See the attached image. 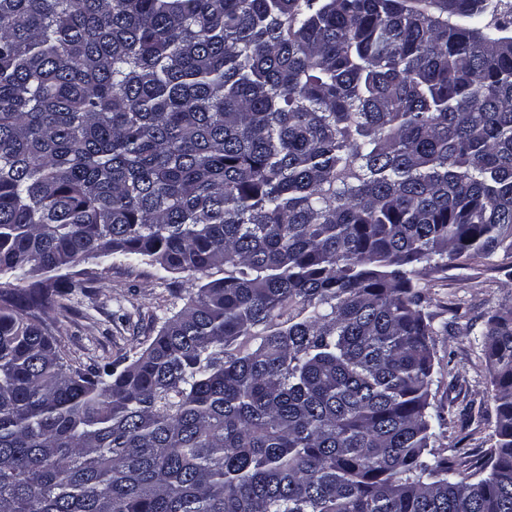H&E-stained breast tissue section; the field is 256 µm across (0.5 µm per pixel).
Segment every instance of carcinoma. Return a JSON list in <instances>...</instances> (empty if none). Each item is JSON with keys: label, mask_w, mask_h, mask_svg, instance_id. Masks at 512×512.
Here are the masks:
<instances>
[{"label": "carcinoma", "mask_w": 512, "mask_h": 512, "mask_svg": "<svg viewBox=\"0 0 512 512\" xmlns=\"http://www.w3.org/2000/svg\"><path fill=\"white\" fill-rule=\"evenodd\" d=\"M184 273L124 366L64 270ZM512 259L495 0H0V512H512V302L482 470L435 446L422 282ZM207 278L195 284L197 275Z\"/></svg>", "instance_id": "1"}]
</instances>
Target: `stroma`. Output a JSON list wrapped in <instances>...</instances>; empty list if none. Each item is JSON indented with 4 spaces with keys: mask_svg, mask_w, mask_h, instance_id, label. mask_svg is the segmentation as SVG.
<instances>
[{
    "mask_svg": "<svg viewBox=\"0 0 512 512\" xmlns=\"http://www.w3.org/2000/svg\"><path fill=\"white\" fill-rule=\"evenodd\" d=\"M85 268L100 272L93 287L73 289L70 312L49 316L82 367L123 361L183 305L174 295L187 285L183 275L163 276L149 263L130 265L118 256L103 267L89 262ZM425 291L424 310L439 327L431 401L444 419L442 443L463 445L477 459L489 446L495 420L481 333L492 308L512 299V266L451 267L432 273Z\"/></svg>",
    "mask_w": 512,
    "mask_h": 512,
    "instance_id": "1",
    "label": "stroma"
}]
</instances>
